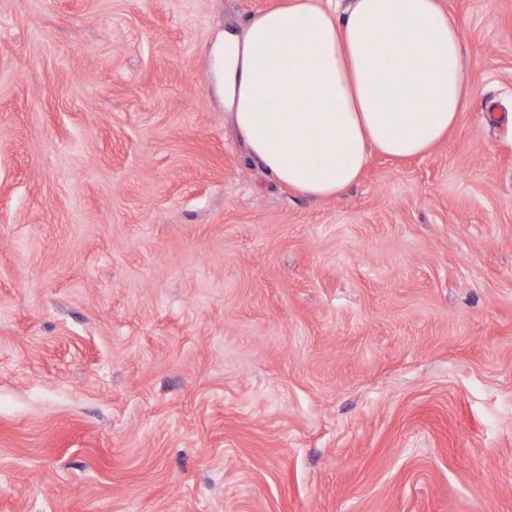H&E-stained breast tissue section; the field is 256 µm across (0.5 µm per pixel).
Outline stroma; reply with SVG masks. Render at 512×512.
Returning a JSON list of instances; mask_svg holds the SVG:
<instances>
[{"mask_svg": "<svg viewBox=\"0 0 512 512\" xmlns=\"http://www.w3.org/2000/svg\"><path fill=\"white\" fill-rule=\"evenodd\" d=\"M281 2L0 0V512H512V0L325 199L212 91Z\"/></svg>", "mask_w": 512, "mask_h": 512, "instance_id": "stroma-1", "label": "stroma"}]
</instances>
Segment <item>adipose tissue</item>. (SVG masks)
<instances>
[{
	"label": "adipose tissue",
	"mask_w": 512,
	"mask_h": 512,
	"mask_svg": "<svg viewBox=\"0 0 512 512\" xmlns=\"http://www.w3.org/2000/svg\"><path fill=\"white\" fill-rule=\"evenodd\" d=\"M213 53L248 161L316 198L355 183L371 153L428 154L468 92L461 29L441 0H287Z\"/></svg>",
	"instance_id": "ef3b65f1"
}]
</instances>
